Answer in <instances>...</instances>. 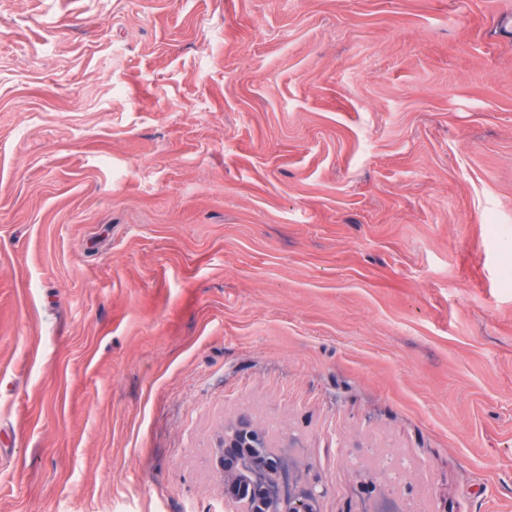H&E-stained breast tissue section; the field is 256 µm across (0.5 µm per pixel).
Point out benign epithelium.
Masks as SVG:
<instances>
[{"instance_id": "obj_1", "label": "benign epithelium", "mask_w": 512, "mask_h": 512, "mask_svg": "<svg viewBox=\"0 0 512 512\" xmlns=\"http://www.w3.org/2000/svg\"><path fill=\"white\" fill-rule=\"evenodd\" d=\"M281 442L246 416L231 421L213 456L224 512H320L327 488L293 485Z\"/></svg>"}]
</instances>
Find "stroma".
<instances>
[{
    "mask_svg": "<svg viewBox=\"0 0 512 512\" xmlns=\"http://www.w3.org/2000/svg\"><path fill=\"white\" fill-rule=\"evenodd\" d=\"M512 512V0H0V512ZM227 424L233 425L219 438L213 456L225 512H320L326 486L315 481L304 487L293 485L280 438L246 416ZM256 448L267 457L266 465L247 472V478L242 479L239 471H244L243 462ZM378 466L382 470L383 481L402 482L415 474V465L407 456L387 449L377 458Z\"/></svg>",
    "mask_w": 512,
    "mask_h": 512,
    "instance_id": "1",
    "label": "stroma"
}]
</instances>
